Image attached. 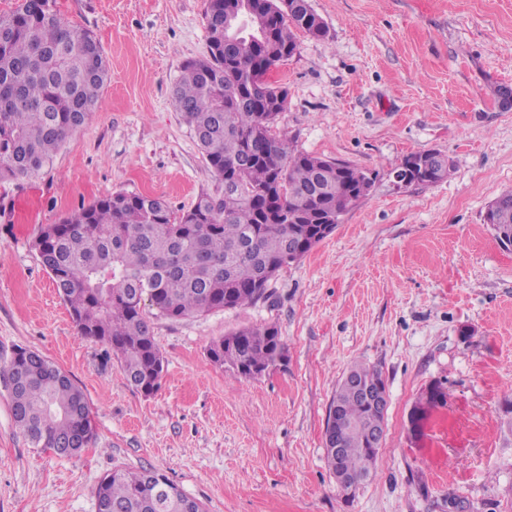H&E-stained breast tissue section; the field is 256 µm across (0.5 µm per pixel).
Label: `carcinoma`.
<instances>
[{
  "mask_svg": "<svg viewBox=\"0 0 512 512\" xmlns=\"http://www.w3.org/2000/svg\"><path fill=\"white\" fill-rule=\"evenodd\" d=\"M250 10L239 43L224 48V17ZM208 54L180 68L176 109L224 182V198L173 210L164 200L117 192L44 227L33 249L68 307L78 333L117 358L130 386L146 396L161 385L164 358L142 304L169 319L232 310L267 298L269 282L324 239L321 225L366 197L362 170L294 148L277 135L288 88L270 71L297 47V34L327 35L310 0H207ZM109 66L99 41L65 22L54 0H21L0 15V179L24 178L50 162L94 110ZM450 165L416 172L434 184ZM484 223L498 244H512V191L488 206ZM211 362L254 379L285 364L274 327H244L213 341ZM11 387L16 425L35 448L74 455L94 439L89 403L70 376L40 353L17 350L0 371ZM331 405L357 425L324 444L336 484L375 471L386 413L360 387L386 386L382 371L362 363L347 370ZM107 512H204L165 475L117 469L95 488Z\"/></svg>",
  "mask_w": 512,
  "mask_h": 512,
  "instance_id": "1",
  "label": "carcinoma"
}]
</instances>
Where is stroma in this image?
<instances>
[{"label": "stroma", "mask_w": 512, "mask_h": 512, "mask_svg": "<svg viewBox=\"0 0 512 512\" xmlns=\"http://www.w3.org/2000/svg\"><path fill=\"white\" fill-rule=\"evenodd\" d=\"M327 36H299L270 74L288 87L275 130L300 151L371 173L368 196L279 272L269 298L172 320L146 306L165 360L159 390L131 387L78 334L32 243L42 227L116 192L173 210L224 195L177 112L181 65L207 54L205 0H58L99 40L110 78L85 124L36 175L0 179V366L17 348L70 375L95 439L73 456L32 447L0 377V512H97L114 469L164 473L206 512H512V250L484 222L512 188V0H310ZM452 163L432 185H395L410 155ZM275 326L285 365L240 379L211 341ZM379 366L389 406L376 472L344 501L323 437L338 381ZM445 403L419 433L432 385Z\"/></svg>", "instance_id": "obj_1"}]
</instances>
